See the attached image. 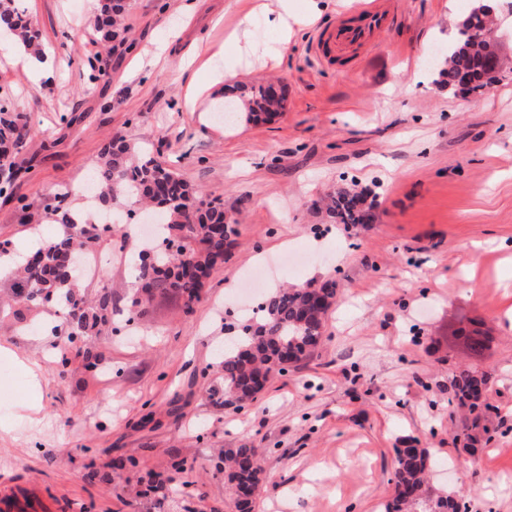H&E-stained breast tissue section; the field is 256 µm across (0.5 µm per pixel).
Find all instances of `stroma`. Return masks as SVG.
I'll return each mask as SVG.
<instances>
[{
    "label": "stroma",
    "instance_id": "35a3bbf8",
    "mask_svg": "<svg viewBox=\"0 0 512 512\" xmlns=\"http://www.w3.org/2000/svg\"><path fill=\"white\" fill-rule=\"evenodd\" d=\"M291 2L318 16L280 43L245 0H196L189 14L183 0H130L133 48L107 53L95 0H21L62 68L32 79L0 46V98L26 125L10 160L30 170L0 203V243L52 239L20 223L17 202L75 188L116 136L235 210L238 234L191 313L157 297L132 331L134 261L151 242L102 238L112 267L85 292L111 295L112 322L71 345L41 331L55 308L27 309L0 280V490L36 487L52 512H231L221 453L246 445L265 477L255 512H381L394 450L410 445L429 449L434 488L469 512H512V16L491 34L503 77L474 96L440 76L471 0H395L397 24L353 69L314 52L348 0ZM228 62L240 83L287 85L285 112L225 129L221 85L185 107L189 77ZM103 64L110 80L89 81ZM337 188L365 191L374 223L318 210ZM291 248L312 261L258 293L335 282L325 338L251 405L225 403L224 345L240 321L226 299L243 271ZM462 327L483 332L479 355ZM465 369L485 376L489 412L455 400Z\"/></svg>",
    "mask_w": 512,
    "mask_h": 512
}]
</instances>
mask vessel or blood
Listing matches in <instances>:
<instances>
[{
  "label": "vessel or blood",
  "mask_w": 512,
  "mask_h": 512,
  "mask_svg": "<svg viewBox=\"0 0 512 512\" xmlns=\"http://www.w3.org/2000/svg\"><path fill=\"white\" fill-rule=\"evenodd\" d=\"M395 20L396 14L388 0H373L372 4L342 14L335 24L322 31L316 43V54L325 59L336 53L357 61ZM11 504L14 512H50L51 509L32 488L12 492Z\"/></svg>",
  "instance_id": "1"
}]
</instances>
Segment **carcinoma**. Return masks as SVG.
Here are the masks:
<instances>
[{
    "mask_svg": "<svg viewBox=\"0 0 512 512\" xmlns=\"http://www.w3.org/2000/svg\"><path fill=\"white\" fill-rule=\"evenodd\" d=\"M128 9L127 0H98L97 26L102 40L109 43L126 34L122 25ZM489 27L487 13L472 6L458 30L457 45L448 54V65L442 72L443 83L455 90L458 83L470 79L462 88L467 94L484 92L481 72L487 61L484 46L476 40ZM0 34L17 40V45L35 57L43 56L38 29L15 0H0ZM268 85H253L241 91L249 119L262 120L282 108L272 98ZM21 116L12 113L11 104L0 100V152L7 142L19 139ZM96 202L101 211L114 207L152 205L158 209L166 245L154 248L152 259L139 256L138 291L142 298L131 305L142 306L157 294H176L190 313L204 287L198 273H213L231 256L237 223L224 203L208 199L202 190L183 180L180 175L156 160L148 148L133 149L121 136L112 138L93 167ZM26 171L16 169L0 180V198L13 199L15 181ZM71 192L55 193L32 211L30 205L20 207L27 224L53 221L63 225L60 237L36 249L34 255L16 270L17 294L30 303L53 302L66 313L69 341L91 334L112 319V297L100 294L88 300L79 289L75 276L78 254L91 250L100 236L86 226L74 223L76 212L68 199ZM339 224H370L371 207L360 192L339 188L315 201ZM336 303L334 283L310 284L305 288H281L268 297L262 315L241 324L234 345L224 352V402L252 403L263 390L258 376L283 375L284 355H292L298 365L319 346L326 321ZM483 379L464 370L455 379L458 400L471 410L481 404L473 399L474 390ZM431 460L426 449H395L394 495L382 504V512H466L465 504L446 495H432L428 482ZM224 476L234 491L236 512H253L257 492L262 484V470L257 449L243 446L224 450Z\"/></svg>",
    "mask_w": 512,
    "mask_h": 512,
    "instance_id": "obj_1",
    "label": "carcinoma"
}]
</instances>
